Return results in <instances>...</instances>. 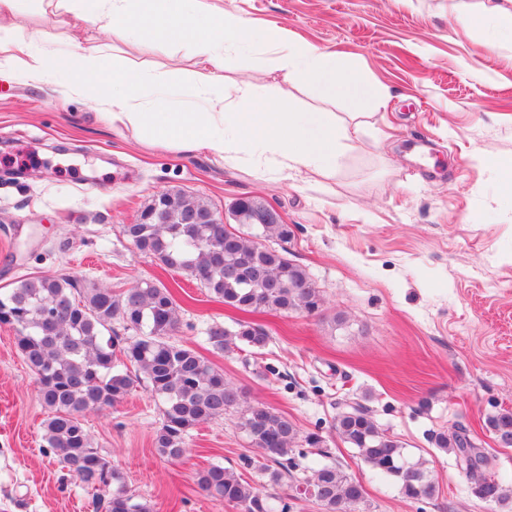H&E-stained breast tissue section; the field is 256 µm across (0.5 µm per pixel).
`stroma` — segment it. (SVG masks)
I'll return each instance as SVG.
<instances>
[{
	"instance_id": "stroma-1",
	"label": "stroma",
	"mask_w": 512,
	"mask_h": 512,
	"mask_svg": "<svg viewBox=\"0 0 512 512\" xmlns=\"http://www.w3.org/2000/svg\"><path fill=\"white\" fill-rule=\"evenodd\" d=\"M486 2L220 0L253 28L276 26L335 54L385 93L329 175L274 181L246 164L119 136L89 103L55 99L52 86L0 81V292L60 274L116 295L141 281L171 287L176 340L222 369L248 403L321 434L324 448L307 465L333 463L358 480L364 512H512L477 498L454 454L431 439L469 425L512 489V448L496 446L485 428L489 415L512 408V201L487 165L512 159V37L455 21ZM271 57L254 45L227 55L224 74L300 110L349 111L342 99L289 86ZM170 189L225 218L241 197L276 208L293 232L288 257L311 274L321 313L243 314L136 250L124 225ZM243 318L265 327L266 347L213 351L207 325L231 329ZM351 401L425 461L438 487L432 500L404 498L341 440L334 424ZM239 415L197 426L177 462L153 447L160 409L146 383L117 408L87 414L85 425L155 512H237L196 479L212 464L236 471L242 456L260 458ZM45 417L14 333L0 326V512H95L91 491L42 450Z\"/></svg>"
}]
</instances>
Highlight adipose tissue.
<instances>
[{
  "instance_id": "obj_1",
  "label": "adipose tissue",
  "mask_w": 512,
  "mask_h": 512,
  "mask_svg": "<svg viewBox=\"0 0 512 512\" xmlns=\"http://www.w3.org/2000/svg\"><path fill=\"white\" fill-rule=\"evenodd\" d=\"M44 20L94 33L62 53L47 48L41 34H14L21 0H0V75L52 85L63 101L93 100L113 132H135L154 143L187 153L247 163L275 180L295 173L329 174L365 123L362 103L383 106V95L360 70L340 69L332 54L289 40L278 28L254 31L237 16L214 10L210 0H38ZM153 34L181 46L193 59V94L184 99L176 71L144 69L126 52L104 42ZM274 50L273 63L292 86L309 87L325 98L354 107L346 116L294 111L278 97H259L247 83L223 74L224 58L253 43Z\"/></svg>"
}]
</instances>
